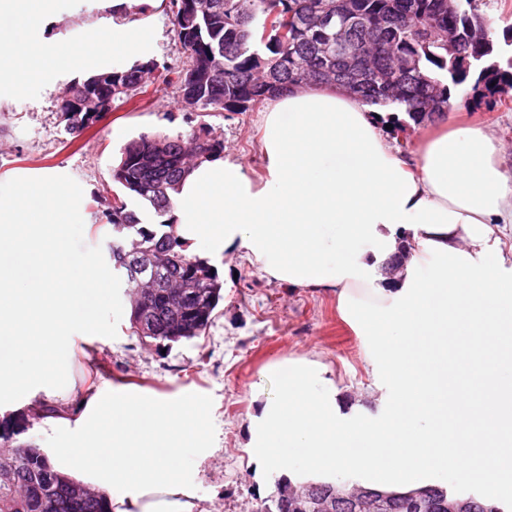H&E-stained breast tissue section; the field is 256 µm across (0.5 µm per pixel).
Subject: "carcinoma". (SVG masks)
Masks as SVG:
<instances>
[{
	"label": "carcinoma",
	"instance_id": "carcinoma-1",
	"mask_svg": "<svg viewBox=\"0 0 512 512\" xmlns=\"http://www.w3.org/2000/svg\"><path fill=\"white\" fill-rule=\"evenodd\" d=\"M471 2L458 0L457 9L450 11L448 0H170L175 35L189 59L187 68L177 72V83L183 84L190 73L200 75L194 87L198 112H246L291 88L338 82L361 71L364 80L356 95L362 103H397L419 124L448 112L454 97L468 100L471 91L493 98L512 95V56L503 65L492 60L498 53L492 26L477 23L481 13ZM325 13L332 16L327 26L322 22ZM343 26L352 40L346 57L336 55V31ZM448 41L457 43L467 66L450 61ZM400 57L415 60L418 78H396ZM144 72L143 63L112 68L69 87L87 88L110 80L115 97L129 101L144 92ZM431 97L440 99L444 108L426 111ZM101 116L72 113L69 133L80 135ZM158 142L165 147V161L145 164L142 156ZM223 150L221 142L207 137L193 136L187 146L180 135L162 134H142L121 148L113 181L125 196L151 208L160 221H143L123 199L112 203L108 253L113 269L127 287H133L126 267L112 256L128 240L154 247L166 257L159 288L147 297L132 293L131 329L144 340L171 344L199 337L224 300L218 272L207 260L185 253V243L168 217V190L183 178L189 160L219 156ZM177 278L193 279L199 287L183 306L173 308L164 285ZM144 303L152 310V322L143 325L138 311ZM26 430L19 418L0 420V512H109L106 492L94 489L84 497L73 495L72 478L52 469L35 445L18 441ZM299 484L281 477L275 493L257 502L255 512H297L283 510L281 494ZM428 489L433 494L423 512H448V500L455 494L433 485Z\"/></svg>",
	"mask_w": 512,
	"mask_h": 512
}]
</instances>
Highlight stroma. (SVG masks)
I'll use <instances>...</instances> for the list:
<instances>
[{"label":"stroma","mask_w":512,"mask_h":512,"mask_svg":"<svg viewBox=\"0 0 512 512\" xmlns=\"http://www.w3.org/2000/svg\"><path fill=\"white\" fill-rule=\"evenodd\" d=\"M64 22L58 31L82 34L85 24L111 17L101 0H62ZM145 60L155 62V78L145 93L114 101L111 112L80 136L65 129L58 99L78 69H59L52 83H30L0 100V183L21 175L73 178L83 189L82 218L87 246H106L112 226L105 213L118 192L112 170L120 148L140 134L205 133L221 142L225 155L243 163L248 175L262 174L260 152L263 106L246 112L202 114L181 106L167 71L186 57L166 10L146 9ZM464 118L488 126L508 146L503 166L512 174V100L486 99L471 107L453 103ZM224 284V300L202 336L161 347L132 333L121 318L116 338L82 333L69 341L72 389H41L0 407L2 416H24L21 438L40 448H67L66 430L49 432L45 409L77 416L89 392L105 386H131L158 395L193 393L207 404L213 452L186 473L200 512H253L270 496L278 478L259 472L245 447L249 417L255 410L252 386L267 364L305 358L327 365L344 396L369 390L374 382L366 360L365 338L342 315L336 293L324 288H291L267 277L247 258H212Z\"/></svg>","instance_id":"stroma-1"}]
</instances>
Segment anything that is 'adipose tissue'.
Wrapping results in <instances>:
<instances>
[{
  "label": "adipose tissue",
  "mask_w": 512,
  "mask_h": 512,
  "mask_svg": "<svg viewBox=\"0 0 512 512\" xmlns=\"http://www.w3.org/2000/svg\"><path fill=\"white\" fill-rule=\"evenodd\" d=\"M105 2L110 24L76 45L47 32L63 19L59 0H0V92L78 62L94 72L104 42L136 64L145 30L127 17L133 0ZM21 15L38 28L15 25ZM403 112L332 84L277 95L263 176L224 156L198 161L170 193L172 217L189 246L335 290L365 336L376 386L357 400L306 359L271 365L275 394L254 383L247 448L263 469L402 491L478 474L512 497L511 387L499 377L512 361V178L493 132L458 120L423 129L413 156L395 150L386 124ZM398 252L402 265L385 272ZM59 424L75 444L49 449L52 467L105 490L111 512H196L184 463L210 452L196 396L100 390Z\"/></svg>",
  "instance_id": "obj_1"
}]
</instances>
